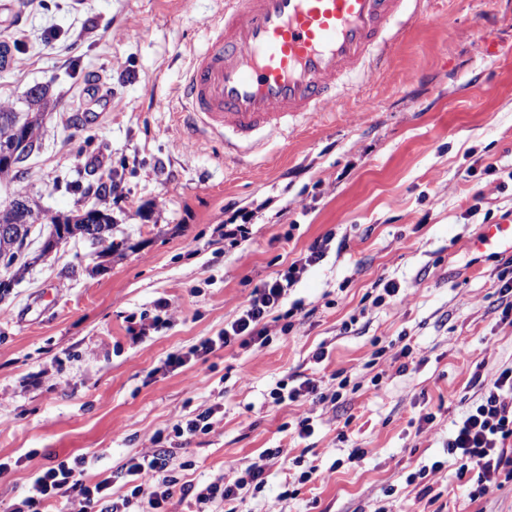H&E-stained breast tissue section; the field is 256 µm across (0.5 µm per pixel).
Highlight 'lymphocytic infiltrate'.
<instances>
[{
  "label": "lymphocytic infiltrate",
  "instance_id": "lymphocytic-infiltrate-1",
  "mask_svg": "<svg viewBox=\"0 0 512 512\" xmlns=\"http://www.w3.org/2000/svg\"><path fill=\"white\" fill-rule=\"evenodd\" d=\"M325 245V240H315L306 255L286 271L256 285L247 304L239 308L235 319L225 324L218 336L207 338L187 353L170 355L167 365L184 366L235 342L243 347L265 345L272 324L303 311L302 302H294L287 309L282 303L297 283L300 271L323 259ZM215 415L212 408L202 411L174 426L170 437L155 433L147 451L95 482L87 478L86 458L78 456L60 462L32 477L24 495L10 505L9 512H45L50 506L56 512H167L178 487L193 495L197 512H215L222 506L228 512H237L235 503L242 492L261 493L267 465L285 458L287 452L268 448L259 459L229 463L223 474L208 483L180 485L170 470L176 441L210 432ZM448 456L457 477L475 475L471 499L483 498L512 483V367L503 369L488 384L482 403L456 424L448 438ZM117 483L122 484L123 493L114 492Z\"/></svg>",
  "mask_w": 512,
  "mask_h": 512
}]
</instances>
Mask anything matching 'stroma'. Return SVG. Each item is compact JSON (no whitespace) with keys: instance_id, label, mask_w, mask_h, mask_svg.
Wrapping results in <instances>:
<instances>
[{"instance_id":"35a3bbf8","label":"stroma","mask_w":512,"mask_h":512,"mask_svg":"<svg viewBox=\"0 0 512 512\" xmlns=\"http://www.w3.org/2000/svg\"><path fill=\"white\" fill-rule=\"evenodd\" d=\"M224 0H0V104L26 111L48 86L38 148L0 180V205L16 189L45 219L96 205L103 175L126 198L111 205L120 247L97 258L73 242L25 270L0 298V512L36 472L86 456L111 471L149 447L157 431L216 405L209 434L176 461L201 482L267 448L305 456L322 481L281 499L297 467L275 464L239 512H512V485L479 500L448 463V437L480 397L481 382L512 367V322L499 289L498 255L473 249L484 222L512 220V0H427L387 66L334 108L317 113L256 159L265 181L224 157L221 140L182 143L180 86L205 45V23ZM24 33L15 41V33ZM102 88L96 98L94 88ZM497 167L474 170L476 159ZM487 209L472 212L475 193ZM252 213L250 238L230 249L224 226ZM329 248L288 295L306 312L264 346L231 345L168 367L232 321L260 279L276 275L327 233ZM399 288L372 303L378 280ZM171 322L132 340L158 315ZM404 340L418 364L391 356L375 369L374 345ZM327 356L314 363L312 354ZM352 386L336 403H269L277 381ZM379 386H372V377ZM311 412L300 440L284 423ZM433 423H422L425 413ZM365 449L354 457V449ZM436 505L406 476L434 461Z\"/></svg>"}]
</instances>
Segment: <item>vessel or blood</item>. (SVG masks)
Returning <instances> with one entry per match:
<instances>
[{"mask_svg":"<svg viewBox=\"0 0 512 512\" xmlns=\"http://www.w3.org/2000/svg\"><path fill=\"white\" fill-rule=\"evenodd\" d=\"M424 3L224 0L182 85L186 147L207 129L240 159L284 136L383 68L400 26L418 20ZM473 246L512 255V225H485Z\"/></svg>","mask_w":512,"mask_h":512,"instance_id":"obj_1","label":"vessel or blood"}]
</instances>
